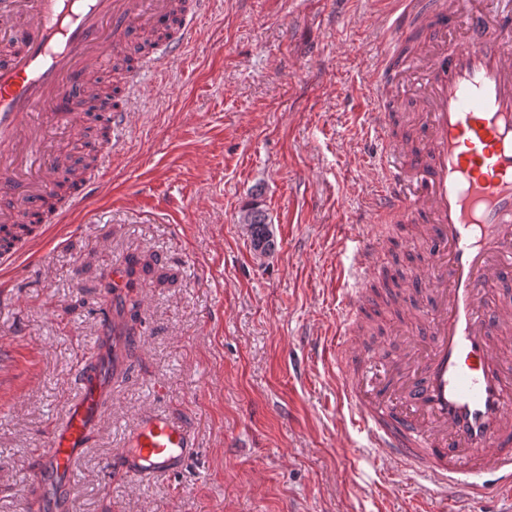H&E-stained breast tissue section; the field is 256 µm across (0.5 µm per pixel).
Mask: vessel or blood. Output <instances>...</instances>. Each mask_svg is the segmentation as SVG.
I'll return each mask as SVG.
<instances>
[{"label": "vessel or blood", "instance_id": "b4317fda", "mask_svg": "<svg viewBox=\"0 0 512 512\" xmlns=\"http://www.w3.org/2000/svg\"><path fill=\"white\" fill-rule=\"evenodd\" d=\"M205 2L10 0L0 13V42L14 48L0 60V222L58 224L106 190L108 152L57 196L46 122L80 129L74 94L115 51L140 67L178 60ZM380 27V74L366 93L381 131L374 215L419 227L423 258L404 271L399 298L418 339L404 350L366 339L361 315L384 245L355 237L329 353L337 390L383 460L420 477V496L512 501V0H398ZM394 94L417 114L404 137L389 125ZM134 121L130 103L108 108L112 146ZM109 390L105 369L80 371L47 437L36 479L58 512H73L75 465ZM192 446L179 421L143 414L124 473H172Z\"/></svg>", "mask_w": 512, "mask_h": 512}]
</instances>
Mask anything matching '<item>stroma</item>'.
Wrapping results in <instances>:
<instances>
[{"label":"stroma","instance_id":"stroma-1","mask_svg":"<svg viewBox=\"0 0 512 512\" xmlns=\"http://www.w3.org/2000/svg\"><path fill=\"white\" fill-rule=\"evenodd\" d=\"M395 6L207 0L181 59L145 73L108 190L0 270V512H38L47 435L103 334L97 285L133 260L142 323L78 460L76 512H448L366 447L310 347L336 343L345 233L414 258L369 212L375 132L349 95ZM251 203L276 242L265 256L241 222ZM145 412L184 422L194 448L130 480L123 445Z\"/></svg>","mask_w":512,"mask_h":512}]
</instances>
